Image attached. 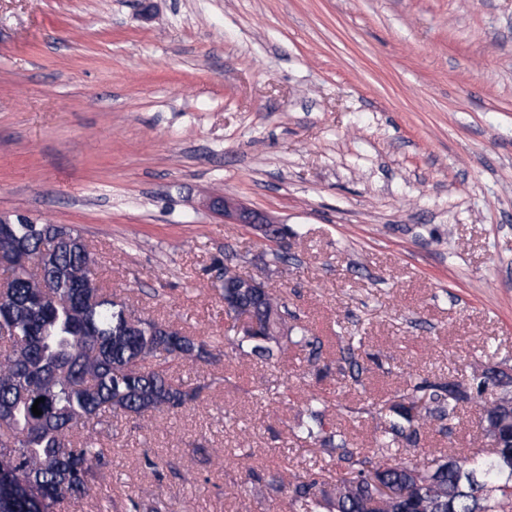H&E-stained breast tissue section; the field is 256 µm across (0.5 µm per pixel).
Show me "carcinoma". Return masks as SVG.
<instances>
[{
    "mask_svg": "<svg viewBox=\"0 0 512 512\" xmlns=\"http://www.w3.org/2000/svg\"><path fill=\"white\" fill-rule=\"evenodd\" d=\"M8 220L0 217V512H56L90 497L108 464L104 449L77 431L111 412H178L202 387L172 375L170 364L205 360L211 350L172 324L134 316L97 287L92 253L75 230ZM240 283L241 274L224 266L222 296L258 326L231 341L235 348L271 362L286 338L319 357L318 340L303 326H288L283 299ZM488 385L500 388L481 416L491 447L471 448L461 459L387 462L393 448L417 447L422 428L448 427L459 406ZM294 434L352 468L334 484L316 477L293 483L289 512H512V466L504 463V449L512 448V377L502 371L410 383L371 457L353 459L344 434L326 426L316 397Z\"/></svg>",
    "mask_w": 512,
    "mask_h": 512,
    "instance_id": "obj_1",
    "label": "carcinoma"
}]
</instances>
